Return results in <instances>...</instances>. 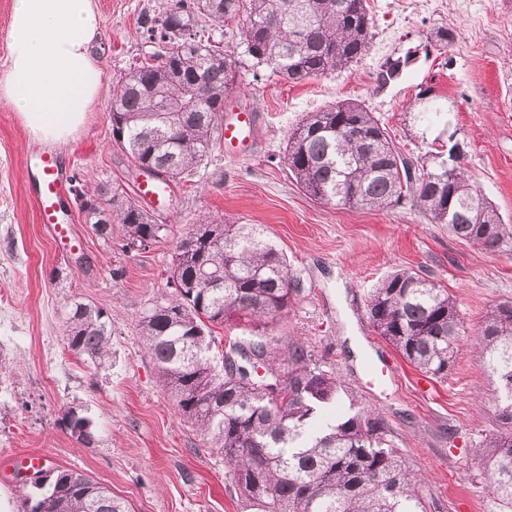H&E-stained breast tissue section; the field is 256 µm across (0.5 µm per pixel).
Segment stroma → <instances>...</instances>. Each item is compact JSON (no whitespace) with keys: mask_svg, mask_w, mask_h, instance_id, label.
Listing matches in <instances>:
<instances>
[{"mask_svg":"<svg viewBox=\"0 0 512 512\" xmlns=\"http://www.w3.org/2000/svg\"><path fill=\"white\" fill-rule=\"evenodd\" d=\"M438 2L428 10L420 0H368L370 49L348 71L291 83L242 67L224 107L259 113L254 150L230 159L216 145L191 181L173 185L170 205L155 213L163 237L146 250L125 251L119 239L99 238L71 198L70 224L81 245L67 254L56 250L27 182L25 160L37 155L38 145L0 102V465L35 453L43 468L81 469L130 512H254L234 489L223 455L204 448L177 413L138 326L149 303L170 291L176 243L193 224L219 215L232 224L262 225L283 249L301 292L273 336L300 337L321 369L382 415L403 460L424 477L427 512H498L479 448L500 423L483 404L493 385L471 334L487 310L512 301V256L450 235L409 199L383 212L320 203L279 163L290 132L308 113L355 100L409 159L459 141L469 175L512 225V0ZM95 3L103 92L59 154L67 175L88 174L131 192L140 176L112 144L110 91L126 70L157 52L140 20L160 0ZM445 28L457 35L448 50L436 41ZM397 58L406 67L378 87L380 67ZM423 89L430 92L425 102L418 97ZM427 102L441 112L431 123L418 117ZM408 268L447 289L462 318L464 334L447 378L410 365L369 322L371 290ZM70 299L111 313L108 367L68 350ZM370 358L387 366L386 377L374 383L366 376ZM71 408L88 419L91 443L76 442L65 430L61 418Z\"/></svg>","mask_w":512,"mask_h":512,"instance_id":"obj_1","label":"stroma"}]
</instances>
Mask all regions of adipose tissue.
<instances>
[{
  "label": "adipose tissue",
  "mask_w": 512,
  "mask_h": 512,
  "mask_svg": "<svg viewBox=\"0 0 512 512\" xmlns=\"http://www.w3.org/2000/svg\"><path fill=\"white\" fill-rule=\"evenodd\" d=\"M97 32L94 0H13L0 100L34 139L64 146L83 126L103 89Z\"/></svg>",
  "instance_id": "ef3b65f1"
}]
</instances>
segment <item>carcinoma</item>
<instances>
[{
	"label": "carcinoma",
	"instance_id": "obj_1",
	"mask_svg": "<svg viewBox=\"0 0 512 512\" xmlns=\"http://www.w3.org/2000/svg\"><path fill=\"white\" fill-rule=\"evenodd\" d=\"M233 25L227 49L198 30ZM163 47L112 85V142L135 165L180 182L197 172L221 139L224 93L238 68L289 82L342 72L370 49L366 0H166L141 22ZM388 60L379 86L398 78ZM179 105L181 112L168 108ZM281 162L310 197L336 206L385 210L411 197L432 224L484 250L512 255V226L474 186L460 160L433 154L416 164L403 157L380 120L358 102L339 101L310 112L288 137ZM79 209L92 201L94 233L122 248H149L164 225L137 196L101 181L72 176ZM193 252L175 247L172 294L140 316L143 345L178 412L204 445L219 451L240 497L257 512H421L420 478L388 439L381 415L357 400L329 420L343 393L340 379L320 369L304 341L274 339L267 328L286 312L299 280L282 250L259 224L198 223ZM214 233L213 240L206 238ZM369 321L403 358L434 378L448 375L463 322L448 292L408 270L388 275L370 295ZM236 320L249 335L234 340L245 355L231 373L216 370L213 326ZM112 315L75 301L67 314L70 350L99 366L111 355ZM478 360L495 383L492 406L502 431L483 444L487 481L501 512H512V302L487 312L474 333ZM288 368V401L277 402ZM23 512H129L89 474L57 468L47 488L30 486Z\"/></svg>",
	"mask_w": 512,
	"mask_h": 512
}]
</instances>
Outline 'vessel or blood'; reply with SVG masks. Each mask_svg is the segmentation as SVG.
I'll list each match as a JSON object with an SVG mask.
<instances>
[{
    "label": "vessel or blood",
    "instance_id": "obj_1",
    "mask_svg": "<svg viewBox=\"0 0 512 512\" xmlns=\"http://www.w3.org/2000/svg\"><path fill=\"white\" fill-rule=\"evenodd\" d=\"M258 115L249 109L234 113L224 122V145L230 156H240L250 150L258 125ZM63 165L56 153L43 152L30 181L35 190V200L40 223L46 224L52 237L62 249L74 247L69 226L59 220L60 208L63 203L65 183ZM137 192L150 208L164 205L169 193L168 187L160 181L145 179L138 183Z\"/></svg>",
    "mask_w": 512,
    "mask_h": 512
}]
</instances>
